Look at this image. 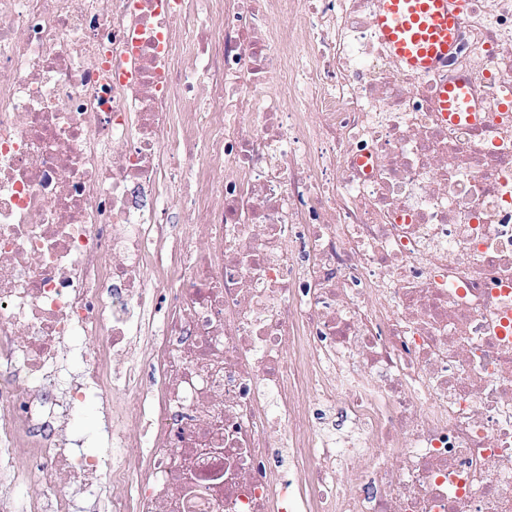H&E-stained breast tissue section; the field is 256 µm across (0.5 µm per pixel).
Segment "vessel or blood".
<instances>
[{
	"label": "vessel or blood",
	"mask_w": 512,
	"mask_h": 512,
	"mask_svg": "<svg viewBox=\"0 0 512 512\" xmlns=\"http://www.w3.org/2000/svg\"><path fill=\"white\" fill-rule=\"evenodd\" d=\"M464 0H381L377 27L393 52L415 71H424L446 59L455 48ZM447 112L470 111L464 83L442 94Z\"/></svg>",
	"instance_id": "vessel-or-blood-1"
}]
</instances>
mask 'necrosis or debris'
Segmentation results:
<instances>
[{
    "label": "necrosis or debris",
    "mask_w": 512,
    "mask_h": 512,
    "mask_svg": "<svg viewBox=\"0 0 512 512\" xmlns=\"http://www.w3.org/2000/svg\"><path fill=\"white\" fill-rule=\"evenodd\" d=\"M380 7L0 0V512H512V0ZM464 0H381L377 27L393 52L414 71L448 58ZM465 82L451 84L445 87L442 93L443 112H474L469 104V96L466 93Z\"/></svg>",
    "instance_id": "1"
}]
</instances>
